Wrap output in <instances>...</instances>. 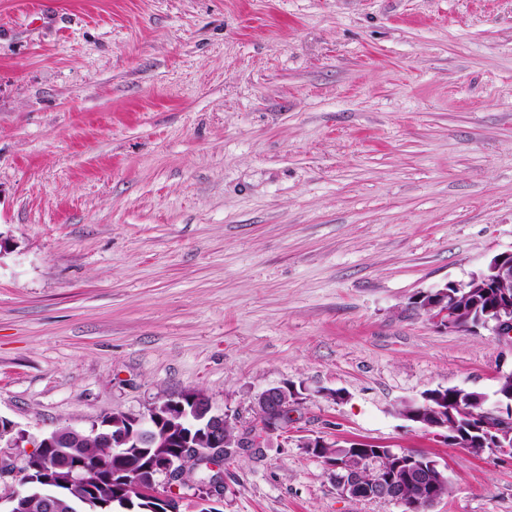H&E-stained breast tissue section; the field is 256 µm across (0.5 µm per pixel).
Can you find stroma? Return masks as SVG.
Segmentation results:
<instances>
[{"mask_svg":"<svg viewBox=\"0 0 512 512\" xmlns=\"http://www.w3.org/2000/svg\"><path fill=\"white\" fill-rule=\"evenodd\" d=\"M0 0V416L38 438L200 390L286 434L221 512H403L303 440L436 459L430 512H512V458L402 419L512 343L415 297L512 250V0Z\"/></svg>","mask_w":512,"mask_h":512,"instance_id":"obj_1","label":"stroma"}]
</instances>
